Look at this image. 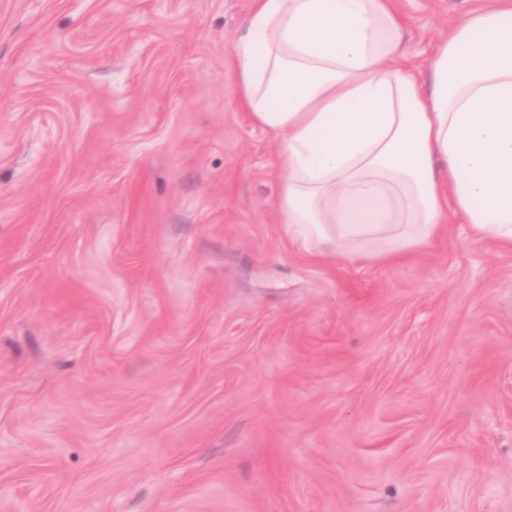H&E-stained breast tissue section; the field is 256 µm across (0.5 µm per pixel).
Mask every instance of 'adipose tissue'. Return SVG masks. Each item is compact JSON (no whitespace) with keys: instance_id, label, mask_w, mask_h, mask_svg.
<instances>
[{"instance_id":"1","label":"adipose tissue","mask_w":512,"mask_h":512,"mask_svg":"<svg viewBox=\"0 0 512 512\" xmlns=\"http://www.w3.org/2000/svg\"><path fill=\"white\" fill-rule=\"evenodd\" d=\"M404 53L393 0H252L232 60L245 111L282 136V223L401 258L453 213L512 247V9L453 28L427 78Z\"/></svg>"}]
</instances>
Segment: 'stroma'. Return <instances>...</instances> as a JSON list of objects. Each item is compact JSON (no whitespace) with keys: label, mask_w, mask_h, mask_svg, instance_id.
Returning <instances> with one entry per match:
<instances>
[{"label":"stroma","mask_w":512,"mask_h":512,"mask_svg":"<svg viewBox=\"0 0 512 512\" xmlns=\"http://www.w3.org/2000/svg\"><path fill=\"white\" fill-rule=\"evenodd\" d=\"M249 8L0 0V512H512V249L293 241Z\"/></svg>","instance_id":"stroma-1"}]
</instances>
